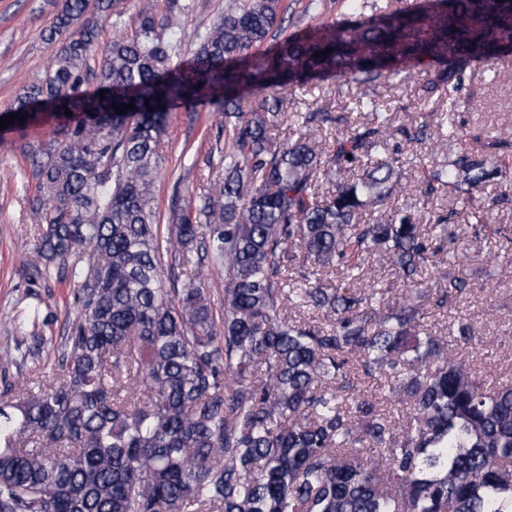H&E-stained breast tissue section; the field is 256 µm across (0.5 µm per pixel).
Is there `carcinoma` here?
Returning a JSON list of instances; mask_svg holds the SVG:
<instances>
[{
    "label": "carcinoma",
    "mask_w": 512,
    "mask_h": 512,
    "mask_svg": "<svg viewBox=\"0 0 512 512\" xmlns=\"http://www.w3.org/2000/svg\"><path fill=\"white\" fill-rule=\"evenodd\" d=\"M114 6L58 0L52 62L0 113L25 118L8 125L19 133L42 112L64 115L25 152L37 273L68 271L75 303L60 370L0 400V512H512V380L480 375L467 319L440 333L426 321L472 291L463 262L429 267L453 248L455 212L424 224L395 202L446 189L489 219L512 191L499 164L507 122L474 131L450 109L435 133L395 123L364 92L357 120L330 138L324 109L302 116L293 141L268 133L286 91L313 77L374 85L416 72L426 99L459 93L466 76L445 63L511 54L512 0L369 15L350 0L360 19L272 45L282 0H224L188 64L147 0L131 33L100 44ZM251 92L264 98L246 110ZM177 104L224 115V177L187 188L163 233L151 203ZM441 137L471 148L441 152ZM416 162L426 172L410 184ZM166 254L179 288L164 286ZM374 261L399 297L366 279ZM362 379L379 396L360 397ZM205 288L210 293L214 317L216 323L219 324L222 313H224V270L213 269Z\"/></svg>",
    "instance_id": "cac0c4a2"
}]
</instances>
